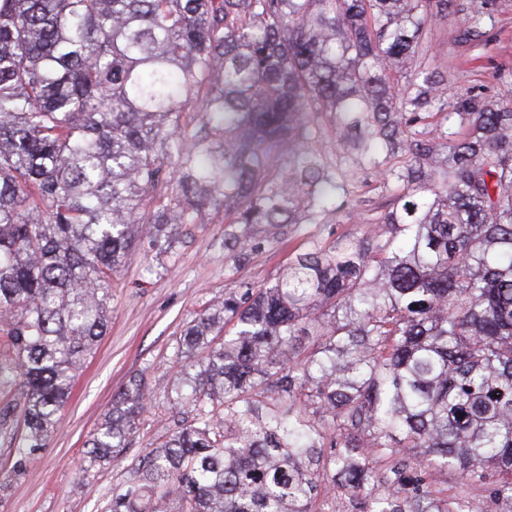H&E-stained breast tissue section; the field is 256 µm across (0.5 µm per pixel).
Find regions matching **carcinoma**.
Returning <instances> with one entry per match:
<instances>
[{"instance_id":"1","label":"carcinoma","mask_w":512,"mask_h":512,"mask_svg":"<svg viewBox=\"0 0 512 512\" xmlns=\"http://www.w3.org/2000/svg\"><path fill=\"white\" fill-rule=\"evenodd\" d=\"M456 0H0V363L25 454L108 327L112 275L178 224L281 229L340 211L359 171L382 233L241 281L176 352L190 424L101 512L440 507L431 468L512 512V82L448 113L424 34ZM267 238L224 231L234 267ZM308 340L306 350L302 339ZM141 384L87 455L125 447ZM391 462L379 474L362 449Z\"/></svg>"}]
</instances>
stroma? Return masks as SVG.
Segmentation results:
<instances>
[{
  "label": "stroma",
  "mask_w": 512,
  "mask_h": 512,
  "mask_svg": "<svg viewBox=\"0 0 512 512\" xmlns=\"http://www.w3.org/2000/svg\"><path fill=\"white\" fill-rule=\"evenodd\" d=\"M466 13H480L477 33H469L463 14L433 19L426 36L434 51L428 63L447 79L448 106L469 99H498L503 79L512 78V0H458ZM387 191L377 174L359 173L346 209L322 224L289 227L284 242H273L248 264L234 267L224 253L223 224H186L176 255L138 250L112 280L109 325L79 373L71 396L44 448L18 465L10 435L15 418L0 423V512H100L106 499L125 489L131 468L175 425L190 421L171 406L166 391L179 384L172 354L184 325L205 307L223 302L234 283H263L275 277L311 240L332 241L372 224L371 209ZM140 380L144 401L123 451L111 462L89 464L85 443L120 391ZM426 482L445 502L469 496L478 512H499L484 485L462 484L451 470H430Z\"/></svg>",
  "instance_id": "obj_1"
}]
</instances>
